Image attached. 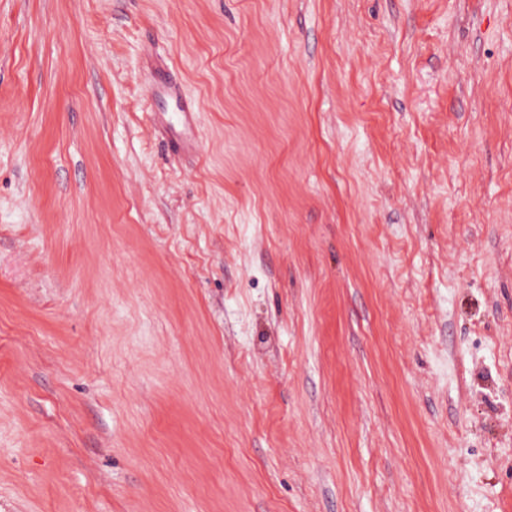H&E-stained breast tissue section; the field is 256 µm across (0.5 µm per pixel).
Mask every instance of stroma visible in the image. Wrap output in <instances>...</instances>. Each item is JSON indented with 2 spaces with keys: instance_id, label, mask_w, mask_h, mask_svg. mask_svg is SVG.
I'll return each mask as SVG.
<instances>
[{
  "instance_id": "obj_1",
  "label": "stroma",
  "mask_w": 512,
  "mask_h": 512,
  "mask_svg": "<svg viewBox=\"0 0 512 512\" xmlns=\"http://www.w3.org/2000/svg\"><path fill=\"white\" fill-rule=\"evenodd\" d=\"M0 512H512V0H0ZM152 77L153 79L150 86L152 95L174 100L178 105V111L181 113L182 122L190 126L195 120L197 112L196 106L183 99L178 87L167 83L160 77V68L152 69Z\"/></svg>"
}]
</instances>
